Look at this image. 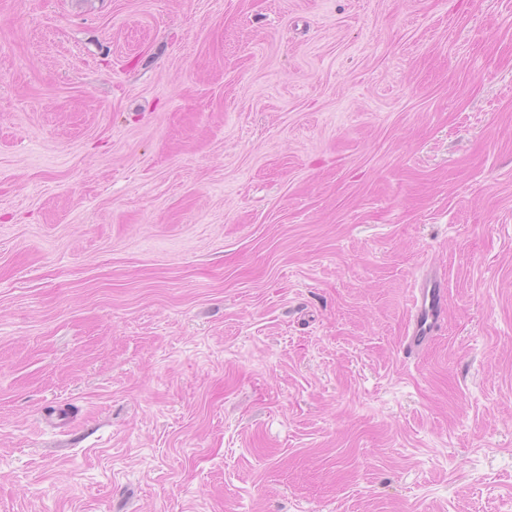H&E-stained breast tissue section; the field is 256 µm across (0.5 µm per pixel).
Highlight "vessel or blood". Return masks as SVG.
<instances>
[{
  "label": "vessel or blood",
  "mask_w": 512,
  "mask_h": 512,
  "mask_svg": "<svg viewBox=\"0 0 512 512\" xmlns=\"http://www.w3.org/2000/svg\"><path fill=\"white\" fill-rule=\"evenodd\" d=\"M446 304V287L436 274H427L416 283L404 338L406 355L414 356L426 349L443 324Z\"/></svg>",
  "instance_id": "1"
}]
</instances>
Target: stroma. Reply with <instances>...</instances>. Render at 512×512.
I'll return each instance as SVG.
<instances>
[{
    "label": "stroma",
    "mask_w": 512,
    "mask_h": 512,
    "mask_svg": "<svg viewBox=\"0 0 512 512\" xmlns=\"http://www.w3.org/2000/svg\"><path fill=\"white\" fill-rule=\"evenodd\" d=\"M0 512H512V0H0ZM446 304V287L436 274H427L416 283L404 338V352L408 357L423 352L437 334L444 321Z\"/></svg>",
    "instance_id": "stroma-1"
}]
</instances>
